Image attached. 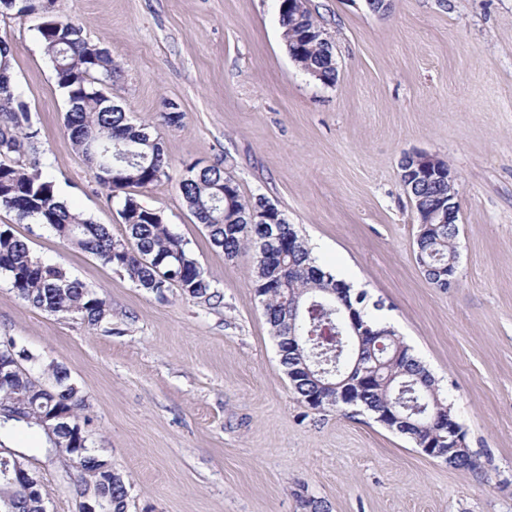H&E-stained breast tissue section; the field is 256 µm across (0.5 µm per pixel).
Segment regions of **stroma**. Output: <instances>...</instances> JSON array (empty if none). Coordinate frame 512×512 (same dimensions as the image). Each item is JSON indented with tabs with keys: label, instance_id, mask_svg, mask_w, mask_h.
Listing matches in <instances>:
<instances>
[{
	"label": "stroma",
	"instance_id": "1",
	"mask_svg": "<svg viewBox=\"0 0 512 512\" xmlns=\"http://www.w3.org/2000/svg\"><path fill=\"white\" fill-rule=\"evenodd\" d=\"M280 0H56L117 67L107 89L148 123L174 173L222 163L266 197L319 264L375 303L435 377L479 466L450 467L369 415L310 409L279 364L251 286L252 251L225 260L177 186L135 189L198 260L221 302L149 293L50 229L0 208V227L42 262L105 297L97 327L34 309L0 278V345L69 369L89 403L88 445L130 483L128 512H512V0H306L335 48L336 80L287 53ZM40 13L0 12L15 93L40 130L44 174L75 211L125 234L64 128L67 96L41 43ZM180 126L158 122L167 104ZM445 160L457 178L458 285L418 266L419 225L399 176L404 154ZM29 448L48 512H79L75 472Z\"/></svg>",
	"mask_w": 512,
	"mask_h": 512
}]
</instances>
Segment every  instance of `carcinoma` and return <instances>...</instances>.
<instances>
[{
    "instance_id": "cac0c4a2",
    "label": "carcinoma",
    "mask_w": 512,
    "mask_h": 512,
    "mask_svg": "<svg viewBox=\"0 0 512 512\" xmlns=\"http://www.w3.org/2000/svg\"><path fill=\"white\" fill-rule=\"evenodd\" d=\"M54 0H22L20 10H40L38 27L46 55L55 72L58 86L67 95L69 108L64 126L75 150L82 155L96 182L110 191L111 197L125 192L118 214L125 226V237L116 238L103 224H96L82 213L70 209L59 200L53 181L42 172L35 144L40 130L34 126L27 104L12 91V53L0 42V207L21 221L32 219L48 226L55 235L74 248L87 252L104 264L123 273L131 282L149 293L162 295L171 288L180 289L192 298H218L210 282L187 248L162 214L143 206L128 188H143L172 180L170 164L158 138L146 125H134L125 112H114L104 99L94 93L92 85L112 82L113 60L104 48L93 49L81 28L53 13ZM285 44L301 43L302 51L294 61L324 84L336 80L334 45L331 41L305 39L306 31L317 26L308 8L297 14L280 11ZM178 189L193 216L207 232L210 245L224 253L228 261L250 249L254 252L253 288L258 289L266 275L260 258L263 225L278 220L285 233L293 238L282 248L281 262L287 270L285 291L268 288L260 294L266 322L272 337L293 332L310 356L331 357L341 350L333 369L347 373L353 361L361 358L367 366L378 365L376 379L358 402L359 411L375 417L393 402L392 388L385 380L393 376L412 383L414 393L436 398L427 413L410 418L400 435L418 436L422 442L444 435L435 418H448L447 400L434 377L409 353L398 349L400 339L383 335L387 327L380 325L362 304H357L363 319L379 332L361 342L348 338L341 322L339 289L346 283L331 272L317 268L311 249L295 226L279 209L264 214L267 200L261 196L246 198L234 178L215 164L199 172L189 166L177 181ZM407 195L421 214L430 213L435 202L448 198V183L424 182ZM458 229L446 224H422L415 241V257L425 278L437 288L448 289V265L458 253ZM0 277L5 278L18 296L31 307L57 315L79 319L96 326L110 317L106 299L83 282L70 277L58 266L41 262L27 240L11 227H0ZM19 359L9 390L0 389V433L17 427H40L42 416L53 412L69 413L70 421L80 422L86 408V397L72 381L66 367L51 364L45 369L50 379L49 391L41 390L24 363L32 357L10 341L0 349V359ZM24 398L29 407L23 415H14L16 401ZM46 453L76 462L78 487L90 497L108 502L111 512H126L129 484L122 473L112 468V461L96 454L88 445L62 432L46 438ZM0 460V503L8 502L10 512H46L48 493L44 486L27 488L4 474L14 469L15 461L30 468L32 456L14 450Z\"/></svg>"
}]
</instances>
